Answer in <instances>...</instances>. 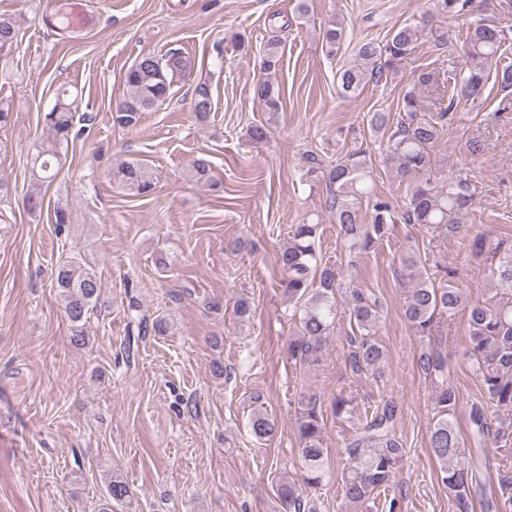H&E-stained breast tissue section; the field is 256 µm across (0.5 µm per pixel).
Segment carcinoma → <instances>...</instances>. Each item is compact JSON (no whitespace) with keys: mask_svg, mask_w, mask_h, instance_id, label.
<instances>
[{"mask_svg":"<svg viewBox=\"0 0 512 512\" xmlns=\"http://www.w3.org/2000/svg\"><path fill=\"white\" fill-rule=\"evenodd\" d=\"M484 3L486 0H436V7L443 15L464 19L481 12ZM423 31L422 22L405 23L382 43H360L355 63L338 73L341 96L354 97L369 80L377 81L385 72L398 70L415 52ZM342 36V24L329 22L324 33L328 54L336 53ZM17 40L16 18L0 14V56L9 55ZM511 42L512 26L487 17L476 18L469 22L462 42L465 64L449 85L448 99L441 100L435 111H424L423 93L426 88L438 84L440 78L433 71L422 70L402 97L397 121H391V114L386 112H374L369 116L368 123L373 130L390 132L383 163L393 177L404 182L432 172L429 148L448 124L450 111L462 102L481 103L492 62L501 59L502 48ZM262 54L264 71L276 70L281 58L280 42L268 41ZM192 69L191 58L180 51L165 58L147 54L136 59L126 72L127 94L115 105L114 122L124 128H136L143 114L169 99L174 84ZM253 96L265 111H280V89L271 78L257 81ZM211 107L208 87L204 84L197 86L194 112L205 118ZM77 108V100L63 90L45 115L49 134L36 148L31 165L34 189L25 197L31 212L42 207L37 188L53 181L58 173L64 143L70 137ZM307 175L325 182L328 209L336 219L346 248L353 253L384 240L388 226L399 219L435 232H455L462 216L474 204L466 182L452 176L427 177L412 187L406 210L398 218L391 203L374 189L373 162L364 149L347 153L325 169L312 165ZM112 179L133 195H147L154 189L151 168L138 160L117 163L112 168ZM363 208L370 213L369 225L359 220ZM317 228L316 224L296 225L277 256L283 271L280 287L288 297L292 319L297 324L295 336L288 340V359L302 367L319 362L333 334L340 290L336 268L323 262ZM470 253L476 258L484 256L490 260L491 288L475 299L465 296L447 279L439 283L432 280L419 251L401 253L399 263L407 281L404 315L416 332L426 337L438 326V316H452L459 309L467 310L466 356L488 401L501 412V417L491 420L487 409L472 405L470 436L479 445L487 441L507 445L512 442V236L490 241L477 235L472 240ZM54 284L71 322L70 343L83 347L87 344L85 323L88 315L100 303L97 273L77 261L66 260L56 268ZM380 311L377 298L358 290L351 292L350 321L355 331L349 339L348 366L355 375L376 374L384 361L385 350L376 339ZM419 364L429 374L444 369V362L425 350L420 353ZM297 404L295 425L302 484L283 482L279 485L282 512H305L303 489L318 488L331 478L319 401L314 395L302 393ZM458 406V392L441 383L436 394L430 448L439 464L438 479L448 488L455 512H472L471 489L478 478V464L475 461L467 465L462 463L465 444L456 427ZM396 424L397 409L391 400L357 418L347 438L348 459L342 474L343 497L347 502L366 503L393 486L397 467L405 454ZM276 428L277 423L267 410L261 406L254 409L250 431L255 438L268 439ZM133 497L129 484L114 477L106 485L107 507L103 512H111L112 503L122 504ZM478 504L481 512H509L512 508V472L505 471L499 479L498 489H489Z\"/></svg>","mask_w":512,"mask_h":512,"instance_id":"obj_1","label":"carcinoma"}]
</instances>
